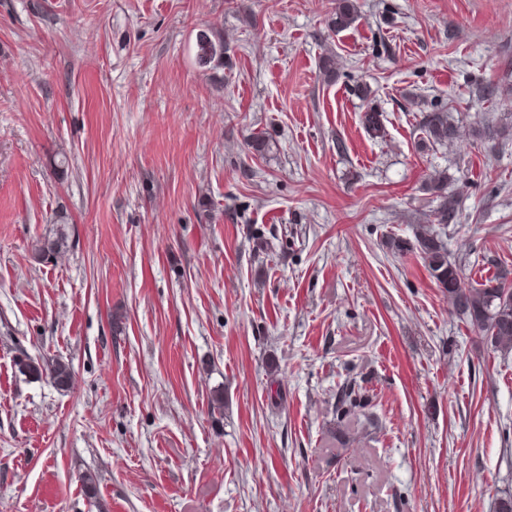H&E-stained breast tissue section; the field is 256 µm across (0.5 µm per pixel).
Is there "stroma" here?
<instances>
[{
  "mask_svg": "<svg viewBox=\"0 0 512 512\" xmlns=\"http://www.w3.org/2000/svg\"><path fill=\"white\" fill-rule=\"evenodd\" d=\"M357 3L337 33L336 0H0V512H494L512 492V353L381 246L425 223L439 171L465 283L512 270V0ZM204 29L229 66L196 65ZM438 99L462 135L419 148ZM61 212L64 252L36 260ZM351 371L365 447L334 427ZM19 371L25 375L42 377L48 374L53 383L60 389H68L72 384V370L69 363L56 357L52 359H36L24 355L17 359ZM363 383V380H360ZM356 377L347 379L336 392L335 416L337 425L351 417L364 418L369 427L376 425L375 415L370 411L374 405L366 388Z\"/></svg>",
  "mask_w": 512,
  "mask_h": 512,
  "instance_id": "stroma-1",
  "label": "stroma"
}]
</instances>
